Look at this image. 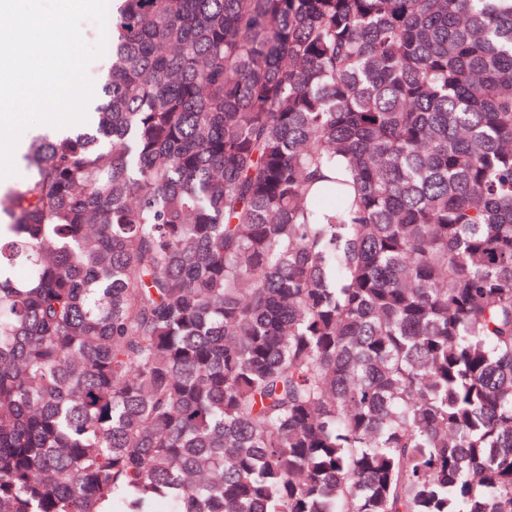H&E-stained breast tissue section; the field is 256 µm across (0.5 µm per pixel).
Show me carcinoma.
<instances>
[{"instance_id": "cac0c4a2", "label": "carcinoma", "mask_w": 512, "mask_h": 512, "mask_svg": "<svg viewBox=\"0 0 512 512\" xmlns=\"http://www.w3.org/2000/svg\"><path fill=\"white\" fill-rule=\"evenodd\" d=\"M109 34L0 194V512H512V0ZM109 56L99 57L92 61L88 67V74L92 77L93 82V97L88 104L87 109V120L84 123L72 125L71 127L80 128L88 123L93 122V112H97V107L101 100V88L104 83V79L110 68Z\"/></svg>"}]
</instances>
